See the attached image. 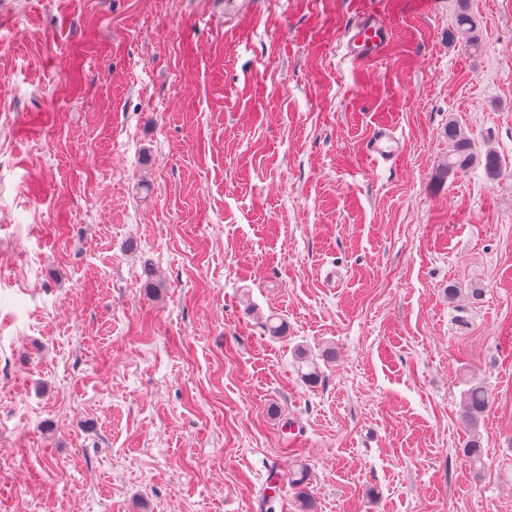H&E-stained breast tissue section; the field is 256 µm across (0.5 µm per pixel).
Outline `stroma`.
Listing matches in <instances>:
<instances>
[{
	"label": "stroma",
	"instance_id": "obj_1",
	"mask_svg": "<svg viewBox=\"0 0 512 512\" xmlns=\"http://www.w3.org/2000/svg\"><path fill=\"white\" fill-rule=\"evenodd\" d=\"M1 359L0 512H512V0H0ZM349 33H353L348 42L354 60L377 54L388 38L387 32L368 18L357 21ZM448 141L452 144V153L441 163L443 174L466 171L473 163L482 165L487 177L498 178L502 173V163L493 150H487L483 155L473 152L471 143L464 137L454 122L448 124ZM368 147L374 159H391L398 150L393 130L388 125H380L374 131ZM465 385L467 388L462 392L463 413L461 420L472 433V437L464 447L463 454L470 460L471 464H476L481 462L483 456L478 428L489 408L490 401L482 382L471 379Z\"/></svg>",
	"mask_w": 512,
	"mask_h": 512
}]
</instances>
